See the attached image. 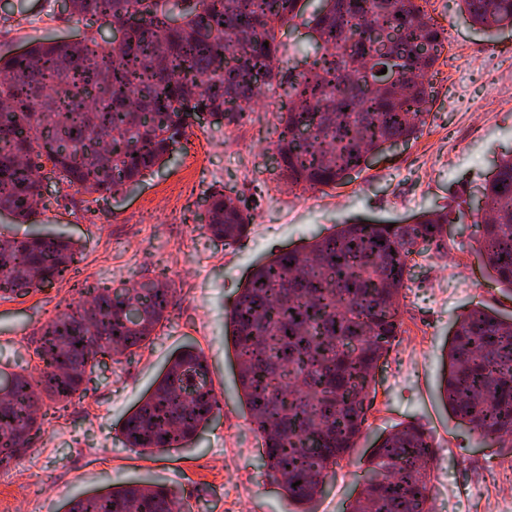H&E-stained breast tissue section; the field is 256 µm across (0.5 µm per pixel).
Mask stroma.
Here are the masks:
<instances>
[{
  "label": "stroma",
  "mask_w": 512,
  "mask_h": 512,
  "mask_svg": "<svg viewBox=\"0 0 512 512\" xmlns=\"http://www.w3.org/2000/svg\"><path fill=\"white\" fill-rule=\"evenodd\" d=\"M318 5L304 0L299 16L278 30L284 55L300 61L312 52L309 19ZM426 8L447 39L431 79L425 127L417 139L373 155L335 186L303 196L285 187L273 158L277 113L254 106L235 124L193 123L162 165L117 195L78 190L48 164L32 223L0 214V239H20L44 225L77 245L72 279L0 299V372L37 365L33 350L41 327L78 302L79 287H133L163 275L177 299L146 347L120 360L101 358L75 405H43L41 433L0 479V512H65L79 494L137 479L176 492V512H294L254 450L256 439L237 399L236 358L224 345V312L256 264L284 249L303 248L342 220L403 223L445 205L463 213L451 227L447 249L416 255V278L402 290L403 317L424 324L428 341L409 366H394L393 356L413 343L409 330H402L390 356L380 360L365 433L337 467L315 512H349L373 446L409 422L421 425L434 447V512H479L477 503L491 494L500 465L512 463V450L477 445L469 428L449 415L437 388L458 316L478 305L512 314V300L478 256L468 213L495 164L512 152V31L487 37L452 0H427ZM47 33L64 41L96 33L112 37L111 29L69 18L64 0H0V55L15 54ZM202 140L211 150L201 164L190 165ZM187 181L194 184L191 201L175 221L165 220L169 195ZM217 189L252 199L246 239L223 244L206 232L207 197ZM452 271L472 280V292L456 290L448 277ZM185 344L203 351L213 386L224 394L219 418L185 449L151 454L123 447L122 421Z\"/></svg>",
  "instance_id": "1"
}]
</instances>
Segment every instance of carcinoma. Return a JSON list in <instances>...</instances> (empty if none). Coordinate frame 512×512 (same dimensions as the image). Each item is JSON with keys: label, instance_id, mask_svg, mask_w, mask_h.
<instances>
[{"label": "carcinoma", "instance_id": "cac0c4a2", "mask_svg": "<svg viewBox=\"0 0 512 512\" xmlns=\"http://www.w3.org/2000/svg\"><path fill=\"white\" fill-rule=\"evenodd\" d=\"M74 16L119 23L138 14L119 44L94 36H45L22 53L0 56V212L30 220L47 161L67 182L101 196L141 181L168 157L191 126L210 114L240 121L261 87L283 89L281 131L274 144L288 187L334 186L363 168L369 152L414 138L429 115L427 77L444 42L418 0H338L318 9L307 67H279L276 29L298 16L296 0H68ZM471 22L493 32L512 24V0H454ZM402 16H396V13ZM176 14L181 25L165 19ZM390 29L387 43L366 28ZM405 78L370 88L366 61ZM485 182L486 212L474 216L478 252L512 299V156ZM448 208L414 224L343 221L316 234L296 254L256 265L226 315L235 351L241 407L260 440L262 464L281 480L295 512H313L318 479L350 456L364 434L368 389L380 359L401 332L400 294L415 280L413 255L442 253ZM205 228L211 239L239 241L250 230V203L215 190ZM73 242L32 231L0 246V298L24 296L62 280ZM90 307L68 305L37 339L39 365L0 377V463L26 454L41 430L43 398L64 407L86 392L99 357H128L150 341L176 305L170 284L86 291ZM438 397L452 417L482 440L512 445V324L485 307L456 321ZM223 397L203 352L182 347L120 428L125 448L165 453L186 447L220 415ZM434 448L419 424L403 425L373 448L354 512H433ZM176 494L151 481L114 483L80 494L68 512H173Z\"/></svg>", "mask_w": 512, "mask_h": 512}]
</instances>
